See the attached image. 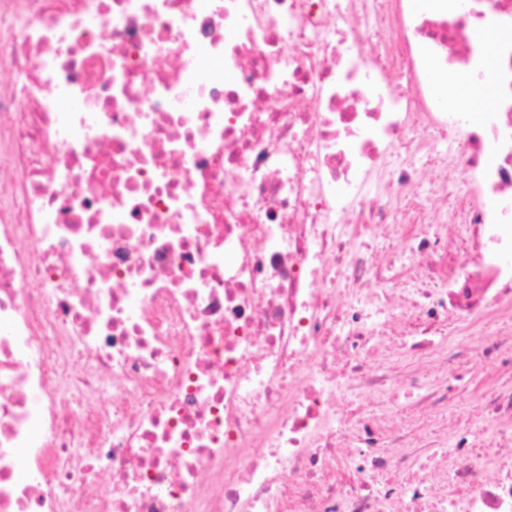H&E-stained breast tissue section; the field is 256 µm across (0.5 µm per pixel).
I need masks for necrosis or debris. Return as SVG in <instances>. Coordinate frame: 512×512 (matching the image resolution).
<instances>
[{"label": "necrosis or debris", "instance_id": "necrosis-or-debris-1", "mask_svg": "<svg viewBox=\"0 0 512 512\" xmlns=\"http://www.w3.org/2000/svg\"><path fill=\"white\" fill-rule=\"evenodd\" d=\"M0 30V512H512V0Z\"/></svg>", "mask_w": 512, "mask_h": 512}]
</instances>
